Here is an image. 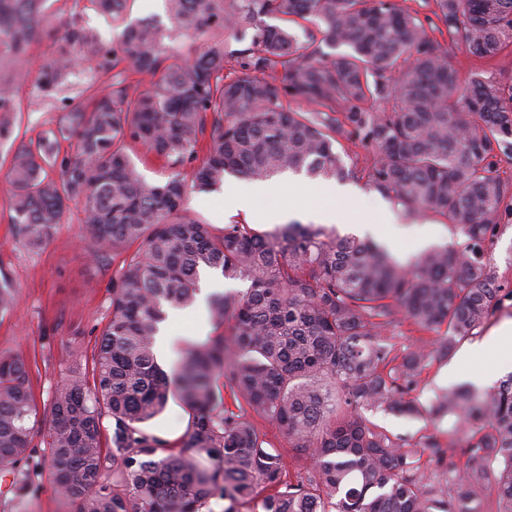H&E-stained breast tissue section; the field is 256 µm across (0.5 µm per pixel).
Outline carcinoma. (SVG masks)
I'll return each instance as SVG.
<instances>
[{
  "label": "carcinoma",
  "mask_w": 512,
  "mask_h": 512,
  "mask_svg": "<svg viewBox=\"0 0 512 512\" xmlns=\"http://www.w3.org/2000/svg\"><path fill=\"white\" fill-rule=\"evenodd\" d=\"M163 2V14L139 20L133 0H84L120 29L112 45L92 27L59 24L54 0H0L1 141L17 127L32 43L48 41L36 78L47 99L71 88L79 60L115 71L111 89L14 148L16 235L42 245L80 202L84 237L120 263L90 363L69 367L47 407L38 409L26 361L0 354V466L29 460L40 437L73 512H212L213 499L222 512H478L488 487L498 512H512V374L481 390L440 389L428 405L410 398L425 367L512 301L486 259L512 218V181L489 175L498 156L512 161V76L463 85L448 52L491 58L512 44V0H424L429 23L397 0ZM308 23L317 33L302 40L295 29ZM122 65L149 84L125 83ZM61 138L76 140L75 156H60ZM342 138L377 147L375 190L446 220L464 243L428 249L407 269L384 246L323 224L217 230L183 209L229 174L353 178ZM137 145L171 169L165 182L143 179ZM206 270L248 287L209 295L211 321H232L230 332L186 345L169 373L159 326L168 309L196 303ZM15 303L0 271V313ZM400 314L446 335L399 354L380 333ZM221 388L309 464L290 470ZM174 393L191 412L176 443L144 427ZM363 409L447 415L463 438L405 439ZM425 455L445 480L427 473Z\"/></svg>",
  "instance_id": "cac0c4a2"
}]
</instances>
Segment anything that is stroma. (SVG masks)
I'll return each instance as SVG.
<instances>
[{"instance_id": "1", "label": "stroma", "mask_w": 512, "mask_h": 512, "mask_svg": "<svg viewBox=\"0 0 512 512\" xmlns=\"http://www.w3.org/2000/svg\"><path fill=\"white\" fill-rule=\"evenodd\" d=\"M22 112L17 133L21 141H35L56 128L66 109L63 104H49L33 80H26L20 90ZM344 160L357 172V179L337 184L335 200H328L318 188L279 177L271 193L278 208H292L294 220L304 223L309 210L332 206L338 216L337 229L348 234L352 224L378 222V208L392 210L400 227H428L430 245H457L461 239L443 220L428 215H409L392 199L368 185L365 175L375 151L372 144H347ZM11 154L8 145H0V269L17 290V304L12 312L0 315V353L20 355L29 366L32 392L38 406L48 404L68 365L86 361L91 356L101 328L111 316L112 280L119 267L111 255L95 257L94 245L82 236L84 213L81 205L70 204L63 224L43 245L31 247L20 240L9 221L6 207L8 182L5 178ZM222 192L192 193L184 201L187 213L222 228L234 222L250 221L253 211L261 209L260 199L247 198L238 207L224 208ZM487 363L474 355L460 363L458 355L433 362L419 378L414 395L428 403L433 391L448 386L450 379L468 383L483 373ZM370 421L392 434L419 439L430 435L447 441L451 420L433 423L425 418H407L381 411L368 412ZM72 506L58 490L56 478L48 467L40 472L22 496H15L10 483L0 478V512H71Z\"/></svg>"}]
</instances>
